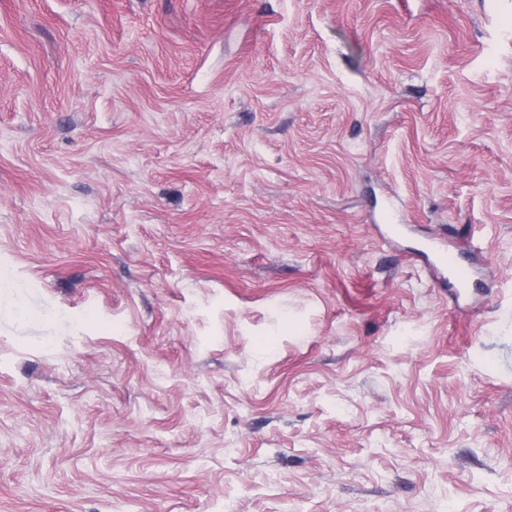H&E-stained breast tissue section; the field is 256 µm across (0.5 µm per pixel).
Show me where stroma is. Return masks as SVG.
I'll use <instances>...</instances> for the list:
<instances>
[{"mask_svg":"<svg viewBox=\"0 0 512 512\" xmlns=\"http://www.w3.org/2000/svg\"><path fill=\"white\" fill-rule=\"evenodd\" d=\"M0 272V512H512V0H0ZM444 265H448V272L451 274L455 284L459 288H466L472 278V270L459 262L458 253L453 244L448 242V254L441 258Z\"/></svg>","mask_w":512,"mask_h":512,"instance_id":"stroma-1","label":"stroma"}]
</instances>
